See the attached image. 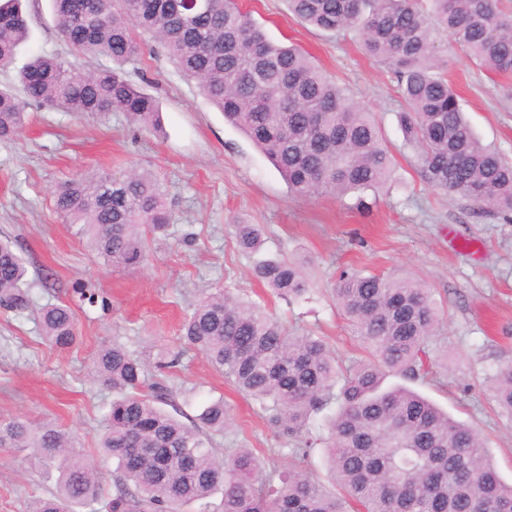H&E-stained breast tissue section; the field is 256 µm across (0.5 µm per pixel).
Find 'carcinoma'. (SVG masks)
Returning a JSON list of instances; mask_svg holds the SVG:
<instances>
[{
  "label": "carcinoma",
  "mask_w": 512,
  "mask_h": 512,
  "mask_svg": "<svg viewBox=\"0 0 512 512\" xmlns=\"http://www.w3.org/2000/svg\"><path fill=\"white\" fill-rule=\"evenodd\" d=\"M288 0L295 17L325 33L355 32L368 54L395 77L404 101L399 120L432 187L459 193L512 221V162L482 142L448 82L446 35L475 64L512 74V11L499 0ZM60 31L79 55L106 57L115 67L88 72L58 54H41L19 72L24 99L0 90V141L16 137L27 107L78 113L118 110L146 126L158 102L121 65L138 53L136 33L158 42L203 94L268 158L300 197H350L385 188L393 161L371 112L298 47L272 41L237 0H53ZM30 39L22 0H0V66ZM57 212L108 263H142L148 235L170 223L154 173L88 172L59 186ZM246 252L262 246L255 224L236 225ZM26 266L0 242V308L23 312L31 298ZM254 276L281 296H301L307 282L292 263L267 259ZM338 306L365 356L339 362L315 336H295L256 305L227 290L203 294L182 326L185 345L266 413L291 442L292 467L268 470L249 448L212 449L228 414L209 401L189 427L166 413L173 391L146 383L143 357L114 342L95 353L91 378L112 388L100 448L115 460L108 512H512V483L492 465L481 437L404 386L383 387L387 374L416 381L428 374L427 343L440 324L437 303L415 278L344 272ZM42 338L60 350L78 337L73 310L38 311ZM499 407L512 415V361L492 375ZM326 461L332 486L307 469L322 439L313 416L330 401ZM0 448L28 450L57 472L54 493L33 512H74L99 501L100 473L60 426L0 417ZM221 495L219 505L211 499Z\"/></svg>",
  "instance_id": "carcinoma-1"
}]
</instances>
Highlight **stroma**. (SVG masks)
<instances>
[{"instance_id":"35a3bbf8","label":"stroma","mask_w":512,"mask_h":512,"mask_svg":"<svg viewBox=\"0 0 512 512\" xmlns=\"http://www.w3.org/2000/svg\"><path fill=\"white\" fill-rule=\"evenodd\" d=\"M277 42L301 47L356 105L374 112L394 158L392 186L367 196L297 197L265 155L187 80L157 42L145 38L124 69L160 103L159 128L135 125L121 111L102 114L29 107V121L0 142V239L28 261L33 310L0 313V415L68 430L102 474L111 497L115 464L99 456L97 440L113 394L86 371L102 344L116 341L146 358L148 380L179 391L176 406L197 415L223 398L232 427L216 436L214 453L249 448L267 468L286 470L287 439L268 425L258 405L235 391L198 351L182 350L180 324L202 292L221 288L259 305L297 335L321 337L343 362L363 349L340 315L335 288L343 271L410 274L433 292L442 322L428 343L435 367L411 387L487 443L505 480H512V417L493 401L491 376L512 360V223L466 197L431 188L404 141L397 115L403 99L385 66L366 56L353 33L327 34L301 24L285 0H239ZM32 36L13 63L0 67V88H17L19 71L36 54H65L50 0H31ZM448 81L483 142L512 158V75H495L457 49L444 48ZM163 183L170 226L151 239L144 262L108 265L76 225L54 207L69 178L130 166ZM239 224L259 225L262 256L301 266L308 291L283 297L253 274L255 256L236 241ZM92 301L82 300V293ZM66 303L79 341L58 350L40 337L35 310ZM180 352L175 367L156 368L158 347ZM55 474L35 467L27 452L0 449V512H31L55 487Z\"/></svg>"}]
</instances>
